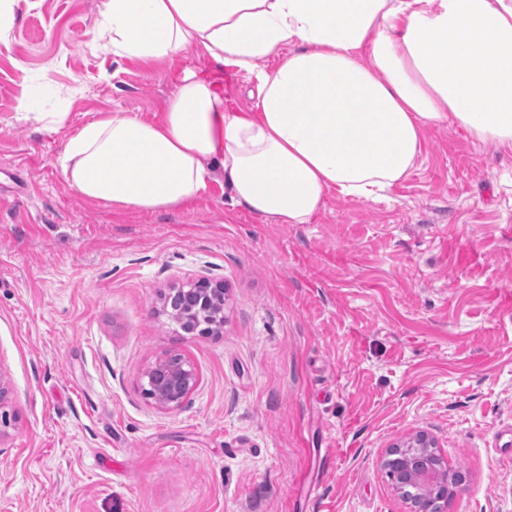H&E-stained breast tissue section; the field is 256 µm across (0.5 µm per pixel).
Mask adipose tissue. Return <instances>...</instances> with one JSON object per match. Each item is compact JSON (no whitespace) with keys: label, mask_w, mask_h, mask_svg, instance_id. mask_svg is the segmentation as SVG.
<instances>
[{"label":"adipose tissue","mask_w":512,"mask_h":512,"mask_svg":"<svg viewBox=\"0 0 512 512\" xmlns=\"http://www.w3.org/2000/svg\"><path fill=\"white\" fill-rule=\"evenodd\" d=\"M94 34L139 59L200 48L258 80L251 112L191 76L161 122L76 129L68 182L118 209L186 207L220 175L235 204L305 224L329 192L406 179L427 125L512 150V0H105Z\"/></svg>","instance_id":"ef3b65f1"}]
</instances>
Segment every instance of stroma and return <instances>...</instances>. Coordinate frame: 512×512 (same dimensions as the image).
<instances>
[{"instance_id":"obj_1","label":"stroma","mask_w":512,"mask_h":512,"mask_svg":"<svg viewBox=\"0 0 512 512\" xmlns=\"http://www.w3.org/2000/svg\"><path fill=\"white\" fill-rule=\"evenodd\" d=\"M101 8L20 0L0 40V512H408L381 457L419 432L462 473L449 512H512V151L429 126L406 180L306 224L220 182L157 213L86 201L59 164L76 128L160 120L191 74L256 104L204 54L104 49ZM32 84L60 121L17 112ZM199 279L221 334L162 310ZM169 353L200 382L163 412L141 382Z\"/></svg>"}]
</instances>
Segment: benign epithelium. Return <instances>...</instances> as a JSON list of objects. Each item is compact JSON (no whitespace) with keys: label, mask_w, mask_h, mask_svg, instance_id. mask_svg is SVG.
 Instances as JSON below:
<instances>
[{"label":"benign epithelium","mask_w":512,"mask_h":512,"mask_svg":"<svg viewBox=\"0 0 512 512\" xmlns=\"http://www.w3.org/2000/svg\"><path fill=\"white\" fill-rule=\"evenodd\" d=\"M224 282L198 280L173 289L165 298L166 312L187 334L199 331L218 332L224 326ZM142 392L145 398L160 410L180 409L199 384V374L192 361L182 354H171L148 367L143 374ZM404 453V471L410 477L427 483L426 454H439L436 442L424 433L410 441L386 449L382 468L389 480L394 475L388 471V460L398 452Z\"/></svg>","instance_id":"benign-epithelium-1"}]
</instances>
